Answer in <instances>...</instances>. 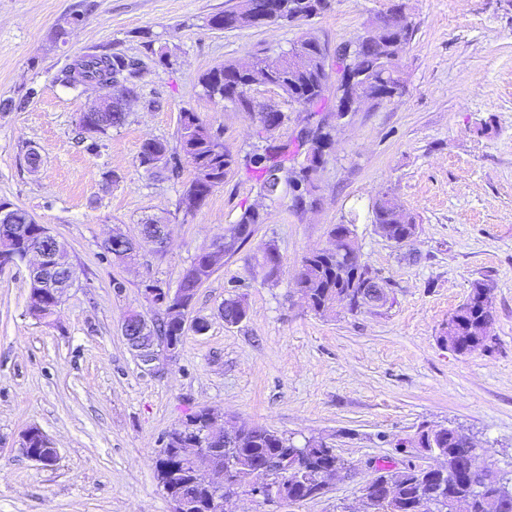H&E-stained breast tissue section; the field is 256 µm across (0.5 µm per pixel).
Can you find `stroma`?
Masks as SVG:
<instances>
[{
    "mask_svg": "<svg viewBox=\"0 0 512 512\" xmlns=\"http://www.w3.org/2000/svg\"><path fill=\"white\" fill-rule=\"evenodd\" d=\"M237 2L0 0V101L16 104L0 111V202L50 228L78 273L56 314L39 320L27 310L26 264L0 269V512H170L154 459L167 432L203 408L299 445L326 437L353 467L321 497L277 504L244 495L234 512H343L357 505L374 466L436 465L414 442L424 425L471 434L481 460L512 470V0H405L414 34L401 54V95L345 119L254 86L257 102L286 116L275 139L330 125L314 206L301 212L290 197L268 200L252 174L234 168L187 213L179 200L192 165L146 172L145 140L176 144L180 114L190 110L232 154L265 144L255 115L210 97L201 75L287 52L306 32L336 48L391 0H332L300 23L210 27ZM73 13L78 27L58 37ZM98 46L140 60L142 75L127 124L89 149L77 118L92 93L58 75ZM32 149L41 156L35 172ZM384 193L415 220L404 243L371 222ZM251 206L263 223L197 290L189 316L206 330L187 328L177 357L145 371L122 338L124 316L157 317L145 286L176 291L196 256ZM149 218L169 224L166 251L146 244L136 266L119 265L104 239L115 229L140 239ZM337 224L352 230L389 301L323 318L301 301L294 275L307 254L330 246ZM269 242L281 257L270 280L262 268ZM478 280L493 286L492 339L459 355L441 338ZM230 297L247 308L234 325L219 315ZM31 425L57 447L53 464L21 453Z\"/></svg>",
    "mask_w": 512,
    "mask_h": 512,
    "instance_id": "1",
    "label": "stroma"
}]
</instances>
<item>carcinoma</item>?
I'll return each mask as SVG.
<instances>
[{"label":"carcinoma","instance_id":"obj_1","mask_svg":"<svg viewBox=\"0 0 512 512\" xmlns=\"http://www.w3.org/2000/svg\"><path fill=\"white\" fill-rule=\"evenodd\" d=\"M269 0H239V4L214 15L209 24L219 30L233 28V22L240 16L264 9ZM414 27L409 25L387 35L384 42L370 44L364 40L354 42L350 55L358 60V67L367 73L378 92L379 100L393 97V91L403 88L400 57L396 56L398 46L406 45L412 38ZM259 71L273 85L282 89L291 101L306 107L325 101L334 95L333 109L339 110L348 100V67L341 65L340 82L334 85L325 75L323 68L310 65L288 66V61L258 57L252 70L237 71L229 63L213 67L201 76V84L211 97L223 101L241 100L250 82L251 71ZM141 75L140 63L120 53L106 49L85 54L73 65L63 69L58 80L65 86L78 87L115 79L125 86H135V78ZM179 150L175 151L164 140L151 139L142 144L139 159L147 157L164 159L166 169L177 168V152H182L195 170V177L186 186L180 198V206L189 213L200 206L213 187L224 182L227 171L236 163L233 155L215 134L194 112L181 113ZM298 154L295 142L270 145L263 152L246 158V167L255 171L256 180L263 193L280 192L288 184L306 186L307 192L317 189L318 167L297 165ZM261 212L249 207L245 209L236 229L224 232L223 248L201 252L184 272L179 290L195 297L198 288L207 282L214 272L224 264V257L235 254L254 232V227L263 223ZM371 223L383 236L397 242L412 235L415 230L413 218L401 209L391 198H380L372 207ZM22 231L26 239L36 240L42 232V225L19 207H13L10 221L0 222V248L14 246L12 240L16 231ZM332 235L340 238L342 251L315 252L302 261L294 276L297 293L304 298L308 308L321 317H328L334 311L336 295L351 292L358 294L360 288L359 267L351 258L348 241L352 231L346 224H338ZM276 248L269 245L263 253V268L266 279L277 276L281 261L274 258ZM492 287L484 281H476L471 293L448 320V331L441 342L457 354L471 353L485 347V325L488 322V307L491 303ZM224 322L237 324L247 317V309L240 298L224 300L221 312ZM156 336L182 342L185 330L171 318H161L154 330ZM205 414L199 410L173 427L166 436L168 454H159L155 460V475L160 487L171 486L179 491L204 499L211 491L191 483L192 452H174L176 448L187 447L188 426H201ZM418 444L445 457L446 466L426 471L410 467L395 472L384 466L377 467L374 475L364 486L372 500V512H414L421 499L426 498L440 504L439 512H512V476L497 472L492 478L475 488L473 477L466 469V460L473 449L452 433L430 432L423 427L418 433ZM224 447L233 449L224 463L241 465L237 489H243L257 475L266 469L275 468L283 461L295 463L309 480L329 469L348 471L350 465L338 456L334 448L323 437L311 436L302 445L264 426H254L233 436L224 435ZM398 488L395 500L387 497V485Z\"/></svg>","mask_w":512,"mask_h":512}]
</instances>
